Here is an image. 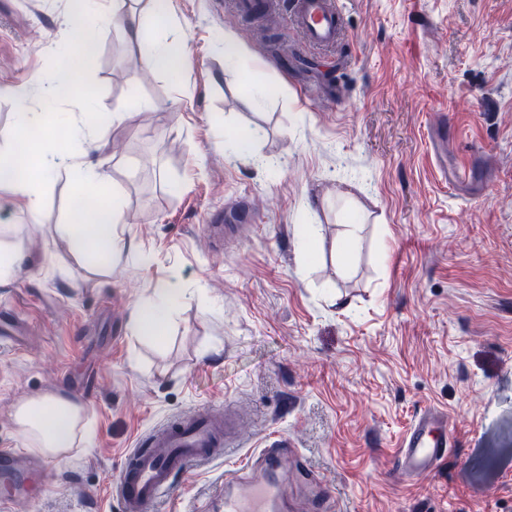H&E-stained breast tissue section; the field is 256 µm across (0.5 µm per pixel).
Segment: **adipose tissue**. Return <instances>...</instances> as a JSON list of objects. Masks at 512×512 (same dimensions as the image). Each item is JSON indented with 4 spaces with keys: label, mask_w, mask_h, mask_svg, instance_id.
Instances as JSON below:
<instances>
[{
    "label": "adipose tissue",
    "mask_w": 512,
    "mask_h": 512,
    "mask_svg": "<svg viewBox=\"0 0 512 512\" xmlns=\"http://www.w3.org/2000/svg\"><path fill=\"white\" fill-rule=\"evenodd\" d=\"M108 13L124 24L128 39L137 45L145 68L179 75L187 44L168 39L164 34L172 17L171 0H153L152 19L158 36L150 41L142 37V19L125 12L124 0H109ZM35 92L40 93L46 104L67 101L75 106L72 132L83 141L85 148L79 152H68L59 144L42 113H21L18 127L34 136V151L29 163L23 167L13 165L6 158L0 160V193L11 194L21 200L30 213H37L42 205L43 191L53 173L59 163H66L77 196L93 201L94 206L85 210L79 219L69 220L62 230L75 254H93L99 266L109 267L112 254L121 242L118 233L120 195L109 190L111 178L108 170L86 160L88 150L97 146L105 131L90 117L86 96L71 67H61L49 78L36 79L31 86L16 89L14 95L24 101ZM179 300L175 289L157 288L155 301L135 311V329L141 333H161L170 309ZM14 421L24 448L59 460L64 459L87 431L84 405L59 393H45L19 401L15 406Z\"/></svg>",
    "instance_id": "adipose-tissue-1"
}]
</instances>
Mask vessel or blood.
<instances>
[{
  "label": "vessel or blood",
  "mask_w": 512,
  "mask_h": 512,
  "mask_svg": "<svg viewBox=\"0 0 512 512\" xmlns=\"http://www.w3.org/2000/svg\"><path fill=\"white\" fill-rule=\"evenodd\" d=\"M291 24L301 31L312 49L330 51L346 36L337 0H292ZM229 428L221 412L208 410L161 425L126 456L118 481L123 512H145L166 498L177 474L193 465L224 455ZM454 439L446 417L428 409L407 430L397 463L404 473L420 475L446 458ZM284 440L267 439L258 456L247 458L238 478L224 483V512H287L291 485L305 489V512H331L329 486L304 465L295 472L285 467ZM30 458L0 455V477L13 487L24 486L31 475Z\"/></svg>",
  "instance_id": "vessel-or-blood-1"
}]
</instances>
